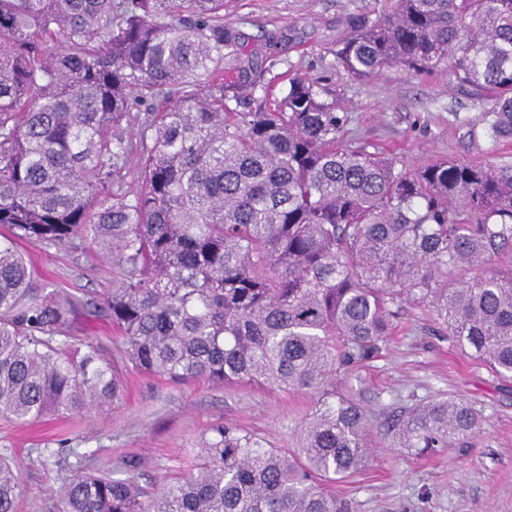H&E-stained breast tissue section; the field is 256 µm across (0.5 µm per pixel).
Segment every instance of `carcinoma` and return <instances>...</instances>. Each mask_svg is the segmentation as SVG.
I'll list each match as a JSON object with an SVG mask.
<instances>
[{"label": "carcinoma", "mask_w": 512, "mask_h": 512, "mask_svg": "<svg viewBox=\"0 0 512 512\" xmlns=\"http://www.w3.org/2000/svg\"><path fill=\"white\" fill-rule=\"evenodd\" d=\"M229 0H0V413H81L120 396L118 366L64 334L72 299L39 286L16 241L98 247L121 270L104 306L139 369L174 382L268 383L319 395L287 454L213 426L199 463L149 495L127 467L76 455L56 512H350L329 483L368 460L363 408L336 379L380 356L409 301L512 379V165L416 170L343 140L348 115L288 76L272 108L238 112L252 59L224 82ZM336 59L357 78L448 69L490 92L488 138L512 139V0H392L347 18ZM148 104L136 142L133 103ZM138 156L141 186L122 171ZM463 401L396 422L405 448H463ZM18 465L0 457V512Z\"/></svg>", "instance_id": "obj_1"}]
</instances>
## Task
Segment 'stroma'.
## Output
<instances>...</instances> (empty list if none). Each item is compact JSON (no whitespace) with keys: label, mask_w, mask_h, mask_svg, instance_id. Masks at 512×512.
I'll use <instances>...</instances> for the list:
<instances>
[{"label":"stroma","mask_w":512,"mask_h":512,"mask_svg":"<svg viewBox=\"0 0 512 512\" xmlns=\"http://www.w3.org/2000/svg\"><path fill=\"white\" fill-rule=\"evenodd\" d=\"M389 4L235 0L227 26L238 40L225 47L224 65L239 66L249 56L261 64L249 99L253 110L284 96L289 73L317 79L322 100L350 115V138L373 144L407 168L448 158L512 164V141L496 146L484 134L489 100L451 73L420 77L389 65L359 79L337 62L336 40L347 33L346 18H374ZM274 31L283 38L270 49L266 40ZM18 248L32 260L39 282L74 300L101 304L120 285L101 252L25 241ZM69 335L76 344L96 340L107 357L124 355L123 338L107 316L77 311ZM123 373L116 403L92 412L36 424L0 415V455L21 471L17 512H55L61 478L71 472L77 451L93 455L100 469L130 465L140 485L155 492L192 470L202 437L219 422L275 448L296 449L317 402L311 391L267 384H176L130 362ZM340 382L365 409L372 443L365 467L336 484L355 512H512V380L453 346L427 307L405 303L381 357ZM441 397L464 399L478 414L480 427L469 446L424 453L400 447L389 423Z\"/></svg>","instance_id":"1"}]
</instances>
